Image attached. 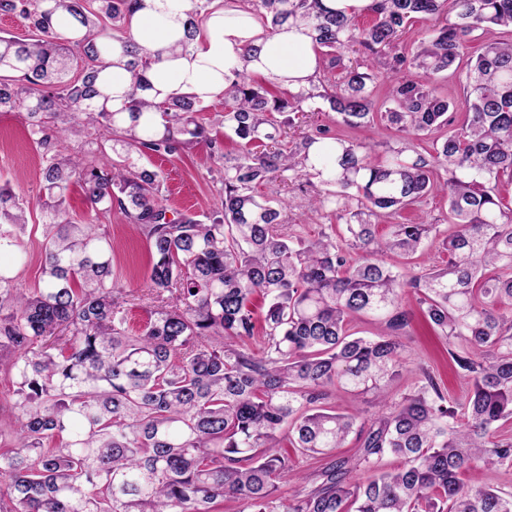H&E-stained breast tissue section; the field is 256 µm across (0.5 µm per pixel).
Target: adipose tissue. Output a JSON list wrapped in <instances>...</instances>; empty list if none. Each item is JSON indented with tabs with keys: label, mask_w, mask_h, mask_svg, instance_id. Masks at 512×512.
Listing matches in <instances>:
<instances>
[{
	"label": "adipose tissue",
	"mask_w": 512,
	"mask_h": 512,
	"mask_svg": "<svg viewBox=\"0 0 512 512\" xmlns=\"http://www.w3.org/2000/svg\"><path fill=\"white\" fill-rule=\"evenodd\" d=\"M190 7V0H141L131 19L138 44L157 54L150 74L163 91L190 93L206 102L223 95L233 68L252 45L259 47L260 55L251 69L290 90H298L300 79L313 74L317 55L302 29L267 33L255 15L233 0L211 13L189 52L171 54L169 47Z\"/></svg>",
	"instance_id": "1"
}]
</instances>
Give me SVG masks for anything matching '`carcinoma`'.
I'll return each mask as SVG.
<instances>
[{
    "label": "carcinoma",
    "instance_id": "cac0c4a2",
    "mask_svg": "<svg viewBox=\"0 0 512 512\" xmlns=\"http://www.w3.org/2000/svg\"><path fill=\"white\" fill-rule=\"evenodd\" d=\"M138 2L0 0L1 15L34 33L0 35V112L24 111L44 148L49 128L61 139L98 123L111 130L100 153H124L97 164L51 154L38 201L41 284L20 288L0 267V372L13 387L10 421L0 423V512H224L227 497L241 512H512L511 493L476 478L483 466L512 465V438L499 435L512 421V203L497 192L512 183V38L467 53L476 30L512 31V0H371L367 27L322 0H242L271 33L304 23L319 61L294 92L234 72L216 123L241 148L224 165L222 210L207 222L168 216L162 175L144 164L216 139L198 120L207 103L158 98L151 58L131 32ZM193 2L173 51L195 40L212 0ZM431 20L415 52L398 50L408 25ZM105 39L121 45L130 74L119 102L101 76ZM353 48L379 69L345 64ZM334 69V79L321 74ZM449 76L459 100L442 84ZM317 98L345 126L386 122L406 134L403 146L379 158L369 143L310 137L314 161L276 147L274 114L304 112ZM423 137L439 143L426 156L412 144ZM291 174L327 187L314 209L345 221L348 238L305 243L285 224V203L253 194ZM72 185L90 211L116 205L146 237V288L159 305L137 334L115 294L111 240L67 217ZM433 192L447 199L450 234L425 219L378 234L374 218L398 217ZM29 208L0 187L1 224L24 227ZM439 236L442 268L409 276L381 259ZM256 295L267 304L261 318ZM409 295L448 340L467 395L448 399L427 375L368 427L327 407L337 390L386 398L414 317ZM356 315L381 332L350 333ZM257 335V348L245 346ZM353 432L369 477L348 479L350 460L338 458L307 493L282 492L283 479H303L282 440L330 456ZM386 455L396 467L382 468Z\"/></svg>",
    "mask_w": 512,
    "mask_h": 512
}]
</instances>
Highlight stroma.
<instances>
[{
    "mask_svg": "<svg viewBox=\"0 0 512 512\" xmlns=\"http://www.w3.org/2000/svg\"><path fill=\"white\" fill-rule=\"evenodd\" d=\"M326 130L328 136H342L348 140L373 144L377 153L399 146L403 135L381 124L363 128H350L337 124L336 115L328 103H320L317 112L295 115L293 125L282 128V141L289 150L303 149L306 136ZM235 139L222 135L217 148L200 144L174 155H154L151 167L161 170L164 181L160 200L169 211L189 212L199 219H206L219 211L220 192L224 178V161L237 154ZM44 149L29 135L28 123L21 112H0V185L8 186L14 193L32 202L33 209L26 228L20 232V252L24 258L18 267V285L31 289L37 287L42 277L43 233L41 212L35 203L39 197ZM317 185L297 178L288 183L278 181L257 186V194L268 198L294 197L296 206L286 216L292 232L305 239H314L321 232L333 237L345 234L343 223L334 215L315 212L306 207L308 197L317 193ZM65 208L70 217L78 221L90 218L102 224L112 239V271L127 294L130 324L140 328L149 316L151 303L143 298L141 286L149 263L145 237L138 225L119 212L91 216L79 187L69 191ZM405 351L401 359V371L389 391L393 399L401 397L421 384L425 376H433L442 387L445 396L462 398L469 389L467 380L456 377L450 368L447 353L448 342L439 331L433 330L422 317L413 319L412 327L404 336Z\"/></svg>",
    "mask_w": 512,
    "mask_h": 512,
    "instance_id": "obj_1",
    "label": "stroma"
}]
</instances>
